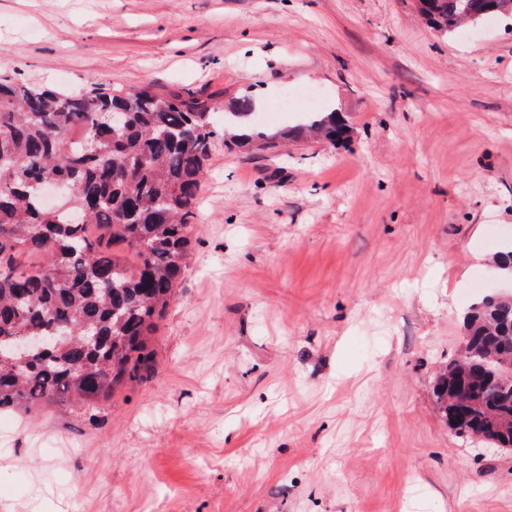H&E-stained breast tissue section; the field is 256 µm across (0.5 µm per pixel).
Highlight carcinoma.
<instances>
[{"mask_svg": "<svg viewBox=\"0 0 512 512\" xmlns=\"http://www.w3.org/2000/svg\"><path fill=\"white\" fill-rule=\"evenodd\" d=\"M502 0H426L428 21L454 32L502 14ZM253 100L224 104L148 87L39 89L0 74V343L52 336L48 349L0 359V412L37 413L47 403L95 407L149 367L156 328L191 255L193 208L213 140L239 147L265 133L227 134ZM125 123L112 127L111 115ZM81 138H70L73 131ZM331 144L347 126L336 113L290 127ZM67 186L72 206L47 214L38 187ZM136 264L130 266L126 254ZM97 333V343L84 339ZM467 355L440 373L434 396L465 435L512 447V300L487 299L465 315Z\"/></svg>", "mask_w": 512, "mask_h": 512, "instance_id": "cac0c4a2", "label": "carcinoma"}]
</instances>
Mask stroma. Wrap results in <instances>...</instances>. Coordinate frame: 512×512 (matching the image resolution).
<instances>
[{
	"mask_svg": "<svg viewBox=\"0 0 512 512\" xmlns=\"http://www.w3.org/2000/svg\"><path fill=\"white\" fill-rule=\"evenodd\" d=\"M0 71L251 96L215 140L193 256L100 410L0 413V512H512V448L432 387L512 295V20L442 35L417 0H0ZM292 94L283 105L284 94ZM329 113V114H328ZM317 118H313L307 123L299 124L281 132L282 138L288 140L290 137H297L305 132H312L320 136L329 143L335 145L344 139L347 133V126L338 112H322ZM336 115L339 117L336 119Z\"/></svg>",
	"mask_w": 512,
	"mask_h": 512,
	"instance_id": "35a3bbf8",
	"label": "stroma"
}]
</instances>
